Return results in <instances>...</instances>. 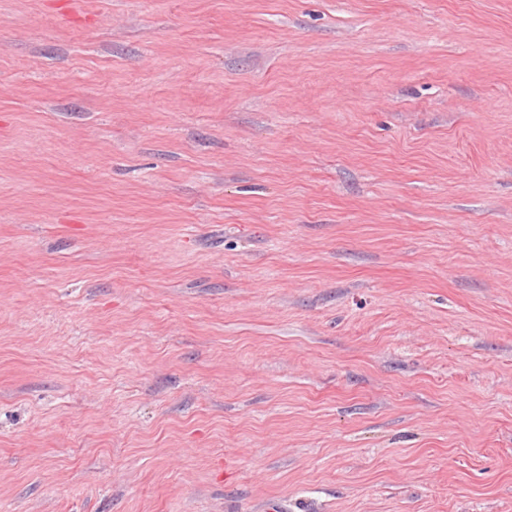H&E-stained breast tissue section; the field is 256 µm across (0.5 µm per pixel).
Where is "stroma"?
<instances>
[{"mask_svg":"<svg viewBox=\"0 0 512 512\" xmlns=\"http://www.w3.org/2000/svg\"><path fill=\"white\" fill-rule=\"evenodd\" d=\"M0 512H512V0H0Z\"/></svg>","mask_w":512,"mask_h":512,"instance_id":"stroma-1","label":"stroma"}]
</instances>
